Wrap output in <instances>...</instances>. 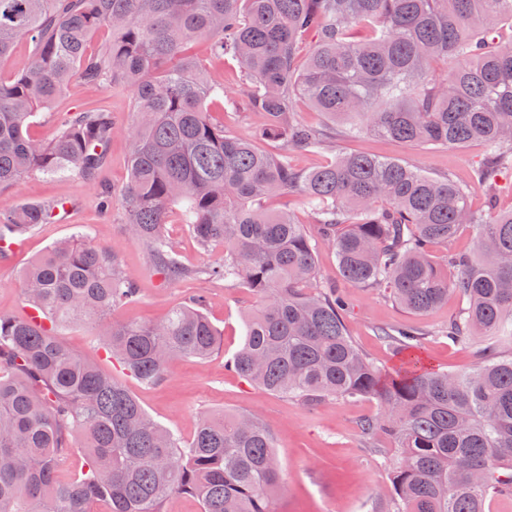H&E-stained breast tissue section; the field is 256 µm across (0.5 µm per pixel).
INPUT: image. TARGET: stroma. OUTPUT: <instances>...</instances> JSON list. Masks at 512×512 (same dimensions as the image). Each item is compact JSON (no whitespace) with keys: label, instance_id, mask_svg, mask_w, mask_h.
I'll return each mask as SVG.
<instances>
[{"label":"stroma","instance_id":"stroma-1","mask_svg":"<svg viewBox=\"0 0 512 512\" xmlns=\"http://www.w3.org/2000/svg\"><path fill=\"white\" fill-rule=\"evenodd\" d=\"M89 106L105 108L114 119L107 162L96 182L37 175L0 192V210L19 202L58 198L73 205L67 221L41 225L25 235L22 253L0 257V313L27 315L29 308L20 286L22 268L57 239L71 234L73 225H90L93 243L111 248L124 272L140 288L137 302L115 309V319L160 321L173 307L203 290L209 296L207 315L221 333L220 344L208 359L173 360L163 382L145 386L122 374L115 362L103 356L96 329L82 324L59 325L56 332L61 341L119 377L149 415L182 440L192 438L197 418L204 412L259 415L274 434L275 454L283 470L276 512H372L389 494L391 454L382 439L363 434L360 425L379 418L382 408L371 399H330L312 405L262 390L227 368V360L243 343V312L254 305L255 296L247 289L227 287L216 280L164 283L155 274L146 248L128 237L121 203H114L107 215L98 208L101 189L117 192L129 180L127 159L134 126L131 88L97 90L72 81L51 111L36 114L28 133L34 138H48L66 113ZM340 146L346 152L404 160L431 175H450L459 181L467 180L472 164L482 156L481 147L476 145L413 149L366 136L342 137ZM166 231L186 265L205 267L223 262L222 245L205 250L197 244L183 222L181 206H172ZM342 290L349 302L345 316L349 333L380 369L393 372L400 366L393 347L378 334L382 327L415 323L429 329L421 356L429 368L438 371L469 369L485 343L484 337L476 336L463 346L442 336L449 317L461 305L457 295H449L446 303L427 314L413 315L370 290L348 284Z\"/></svg>","mask_w":512,"mask_h":512}]
</instances>
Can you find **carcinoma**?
<instances>
[{
    "label": "carcinoma",
    "instance_id": "cac0c4a2",
    "mask_svg": "<svg viewBox=\"0 0 512 512\" xmlns=\"http://www.w3.org/2000/svg\"><path fill=\"white\" fill-rule=\"evenodd\" d=\"M512 0H0V60L20 41L28 66L0 75V190L28 175L98 178L112 140L99 108L66 115L47 139L27 135L75 79L93 89L133 90L136 119L130 179L121 194L129 234L148 249L166 283L221 278L246 288L243 344L227 367L271 393L318 404L372 398L384 409L362 430L398 452L384 512H485L512 497V211L495 213L492 174L512 170ZM107 27L111 40L88 51ZM315 37L302 69L296 49ZM210 41L215 60L234 59L242 86L230 95L192 51ZM442 61L447 70L431 75ZM260 116L250 135L213 121L206 102ZM303 99L329 126L301 120ZM417 147L480 143L471 180L437 177L398 159L338 149L330 126ZM263 142H280L270 153ZM331 151L312 170L299 154ZM485 191L488 209L468 196ZM295 190L315 231L284 210L259 204ZM200 246L224 245V264L189 268L164 235L168 205ZM59 200L0 212V253L40 224L56 221ZM475 229L473 252L432 249L461 228ZM336 255L342 279L412 314H426L454 291L466 306L448 319V337L486 338L476 364L448 373L424 367L418 328L380 334L407 364L386 373L350 339L346 302L316 283V250ZM30 307L47 323L0 314V512H88L106 498L111 512H162L173 494L197 498L202 512H275L281 465L271 430L256 416L203 413L188 442L156 422L136 396L56 335L59 324L100 331L101 347L124 374L161 383L170 360L207 359L219 332L199 293L159 323L116 321L112 310L139 289L119 257L85 231L54 242L22 271ZM82 450V474L59 469Z\"/></svg>",
    "mask_w": 512,
    "mask_h": 512
}]
</instances>
